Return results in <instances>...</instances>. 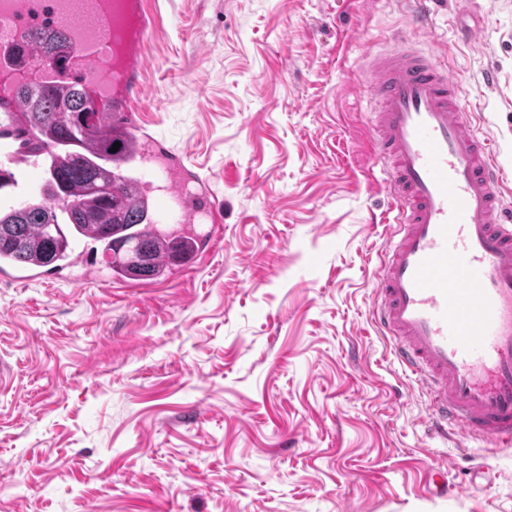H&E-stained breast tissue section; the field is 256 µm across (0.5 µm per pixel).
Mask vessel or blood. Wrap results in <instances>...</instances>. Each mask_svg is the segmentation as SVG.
<instances>
[{"label":"vessel or blood","mask_w":512,"mask_h":512,"mask_svg":"<svg viewBox=\"0 0 512 512\" xmlns=\"http://www.w3.org/2000/svg\"><path fill=\"white\" fill-rule=\"evenodd\" d=\"M0 82L29 62L20 47L41 23L65 32L62 51L100 111L132 128L130 104L145 68L152 21L142 0H0ZM370 125L392 198L383 221L391 234L378 253L375 320L395 342L400 366L424 387L441 437L512 446V211L488 141L478 136L440 54H376L367 69ZM41 152H27L11 125L0 126V165L45 190ZM130 195L157 227L217 216L210 194L182 156L137 136L123 163ZM83 265L100 268L86 248L27 281L60 279Z\"/></svg>","instance_id":"b4317fda"}]
</instances>
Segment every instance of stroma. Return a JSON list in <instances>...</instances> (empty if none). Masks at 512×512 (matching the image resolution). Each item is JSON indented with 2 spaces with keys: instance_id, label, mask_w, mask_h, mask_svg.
<instances>
[{
  "instance_id": "35a3bbf8",
  "label": "stroma",
  "mask_w": 512,
  "mask_h": 512,
  "mask_svg": "<svg viewBox=\"0 0 512 512\" xmlns=\"http://www.w3.org/2000/svg\"><path fill=\"white\" fill-rule=\"evenodd\" d=\"M136 126L220 222L151 283L0 281V512H512L372 313L389 196L369 53L447 49L512 205V0H144ZM456 493L429 494L436 469Z\"/></svg>"
}]
</instances>
